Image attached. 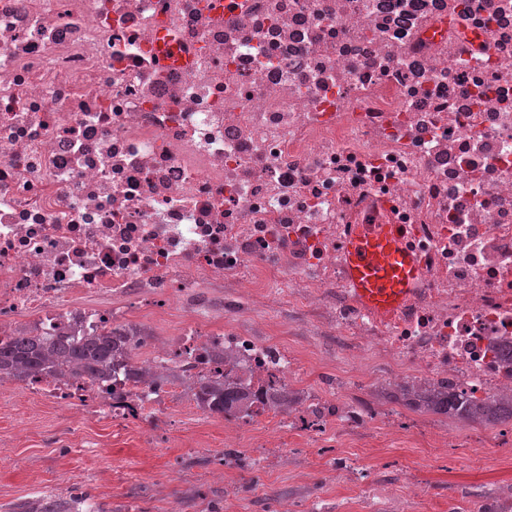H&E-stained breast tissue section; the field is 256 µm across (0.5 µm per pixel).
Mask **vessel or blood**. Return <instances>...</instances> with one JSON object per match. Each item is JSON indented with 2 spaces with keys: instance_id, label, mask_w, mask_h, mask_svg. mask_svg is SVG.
Returning <instances> with one entry per match:
<instances>
[{
  "instance_id": "b4317fda",
  "label": "vessel or blood",
  "mask_w": 512,
  "mask_h": 512,
  "mask_svg": "<svg viewBox=\"0 0 512 512\" xmlns=\"http://www.w3.org/2000/svg\"><path fill=\"white\" fill-rule=\"evenodd\" d=\"M350 287L363 305L381 316L393 314L404 301L418 270L400 243L395 225L355 230L346 249Z\"/></svg>"
}]
</instances>
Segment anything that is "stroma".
<instances>
[{
	"mask_svg": "<svg viewBox=\"0 0 512 512\" xmlns=\"http://www.w3.org/2000/svg\"><path fill=\"white\" fill-rule=\"evenodd\" d=\"M239 325L262 339L284 338L302 353L309 377L326 389L356 393L342 373L343 342L320 332L318 316L288 311L283 288L257 312L243 307ZM177 430L157 445L133 422L30 397L0 383V512L23 501L84 493L107 512H449L468 501L512 502V440L472 452L459 449L421 466L424 448H294L282 467L224 468V424L193 415L174 399ZM366 468L363 487L333 480V459Z\"/></svg>",
	"mask_w": 512,
	"mask_h": 512,
	"instance_id": "stroma-1",
	"label": "stroma"
}]
</instances>
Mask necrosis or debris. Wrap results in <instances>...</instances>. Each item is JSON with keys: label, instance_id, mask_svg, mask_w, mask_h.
<instances>
[{"label": "necrosis or debris", "instance_id": "1", "mask_svg": "<svg viewBox=\"0 0 512 512\" xmlns=\"http://www.w3.org/2000/svg\"><path fill=\"white\" fill-rule=\"evenodd\" d=\"M394 224L420 278L393 315L355 297L353 227ZM322 311L366 391L277 410L301 359L233 320L276 285ZM134 294L185 321L154 382L41 376L30 395L157 435L215 374L232 469L358 437L390 446L377 367L399 383L512 393V0H0V340L130 319L76 292ZM224 307V325L212 326ZM198 398L205 408L213 413L238 408L240 412L251 405V393L242 388H230L220 383L201 385Z\"/></svg>", "mask_w": 512, "mask_h": 512}]
</instances>
